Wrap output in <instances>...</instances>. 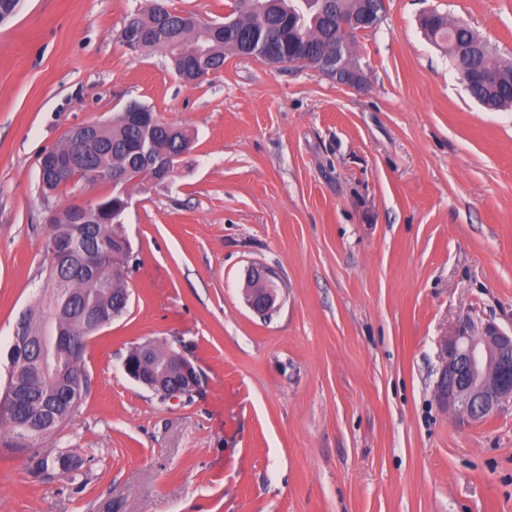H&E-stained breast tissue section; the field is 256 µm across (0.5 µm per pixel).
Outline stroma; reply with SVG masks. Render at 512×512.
<instances>
[{
    "mask_svg": "<svg viewBox=\"0 0 512 512\" xmlns=\"http://www.w3.org/2000/svg\"><path fill=\"white\" fill-rule=\"evenodd\" d=\"M151 0H21L0 23V390L47 280L43 192L75 126L152 108L192 148L133 194L128 312L96 334L89 392L52 440L85 462L45 481L0 448V512H512V404L482 422L436 399L460 317L512 327V107L471 97L421 20L468 24L512 66V0H386L359 87L229 56L187 83L120 37ZM273 273L276 307L246 304ZM182 353L190 401L131 380L129 349ZM271 274L259 267L251 268L247 277L246 301L248 306L256 313L267 314L274 307L276 296L271 288H253L250 282L258 281L265 284Z\"/></svg>",
    "mask_w": 512,
    "mask_h": 512,
    "instance_id": "stroma-1",
    "label": "stroma"
}]
</instances>
